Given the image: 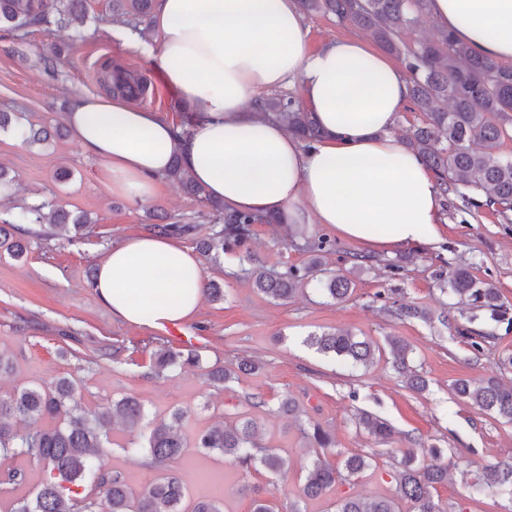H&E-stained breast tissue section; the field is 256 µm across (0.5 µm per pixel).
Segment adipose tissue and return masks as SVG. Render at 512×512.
Instances as JSON below:
<instances>
[{
    "instance_id": "adipose-tissue-1",
    "label": "adipose tissue",
    "mask_w": 512,
    "mask_h": 512,
    "mask_svg": "<svg viewBox=\"0 0 512 512\" xmlns=\"http://www.w3.org/2000/svg\"><path fill=\"white\" fill-rule=\"evenodd\" d=\"M429 16L481 57L512 63V0H430ZM155 28L150 42L125 27L112 35L180 90L188 129L119 93L83 95L66 114L114 194L147 203L176 154L239 212L320 224L374 248L439 240L438 181L392 132L409 85L385 54L356 36L311 49L298 0H158ZM292 79L325 132L310 150L248 107ZM93 288L123 323L179 324L201 305L204 266L172 237L146 232L112 246Z\"/></svg>"
}]
</instances>
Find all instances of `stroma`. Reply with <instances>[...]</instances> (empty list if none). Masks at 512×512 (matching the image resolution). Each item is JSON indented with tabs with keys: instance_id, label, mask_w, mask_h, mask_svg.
Returning a JSON list of instances; mask_svg holds the SVG:
<instances>
[{
	"instance_id": "obj_1",
	"label": "stroma",
	"mask_w": 512,
	"mask_h": 512,
	"mask_svg": "<svg viewBox=\"0 0 512 512\" xmlns=\"http://www.w3.org/2000/svg\"><path fill=\"white\" fill-rule=\"evenodd\" d=\"M108 2L87 0L88 19L77 41L67 30L29 28L23 59L14 52V34L0 30V111L14 113L26 125L55 129L77 98L99 90V68L109 61L158 88L159 97L141 100V107L180 122L178 92L164 84L163 74L148 59L113 39ZM66 42L71 50L58 74L46 72L37 62L38 55ZM0 165L12 177L14 192L12 200H0L1 219L18 205L46 198L93 219L82 242L36 234L22 259L0 256V352L13 363L12 372L0 376V393L70 377L90 408L132 394L144 402L154 421L168 418L173 410H186L183 431L189 436L253 413L264 443L288 459L286 475H245L221 457L192 448L179 466L191 497H220L224 512H252L251 495L241 491L246 484L262 488L264 497L286 512L297 498L300 463L306 457L299 428L311 421L334 433L337 457L359 454L369 466L322 498L307 501V512H328L331 502L343 495H389L395 486L393 465L403 451L414 448L423 458L433 445L444 448L443 461L448 465V483L437 493L445 512H512V498L489 492L478 495L471 488L485 464L512 460V423L459 399L452 389L457 379L497 372L503 381L512 380V371L498 370L499 360L512 353V326L483 318L474 322V329L491 336L477 355L454 329L395 314L403 304L435 312L451 307L453 299L441 293L434 273L458 260L472 264L476 276L493 283L502 299L512 303V224L503 223L495 212L486 210L465 221L453 202H441L440 242L377 251L382 261L401 258L400 270L379 267L361 272L352 295L340 304L311 289L286 301L259 293L248 276L251 266L280 271L303 264L308 255L289 246L284 226L255 225L245 247L204 263L206 279L220 283L225 298L204 299L198 314L180 328L181 338L191 339L200 367L157 376L150 371L152 354L162 346L180 348L181 338L165 328L115 319L100 304L91 272L112 246L149 230L161 216L194 225L193 234L181 236L180 241L196 249L214 223L208 206L165 177L157 179L156 192L147 203L133 204L113 195L103 164L83 152L69 132L42 148L26 147L11 134H2ZM61 168L71 171L68 181H57ZM339 329L381 346L391 336L407 342L414 366L429 383L427 391H410L388 354L353 368L305 343L309 334ZM242 357L259 362V369L237 374L224 389L207 385V370L232 366ZM254 395L265 399V407L250 409L247 399ZM287 395L300 405L298 418L276 412L279 400ZM362 411L387 419L397 431L394 440L376 443L357 423ZM143 433L140 427L116 426L112 445L102 457L106 469L121 471L137 491L158 475L123 450Z\"/></svg>"
}]
</instances>
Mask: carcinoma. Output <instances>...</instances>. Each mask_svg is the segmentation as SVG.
<instances>
[{
  "label": "carcinoma",
  "mask_w": 512,
  "mask_h": 512,
  "mask_svg": "<svg viewBox=\"0 0 512 512\" xmlns=\"http://www.w3.org/2000/svg\"><path fill=\"white\" fill-rule=\"evenodd\" d=\"M153 0H111L112 19H142L152 9ZM309 15L330 16L341 25H349L370 34L386 53L401 60L409 82V99L425 112L427 122L407 136L406 145L424 160L436 175L441 194L460 200L457 210L472 217L481 209L493 207L503 223L511 224L512 158L500 152L501 140L508 135L512 122V67L502 66L474 54L446 32L438 36L417 37L415 27L428 12V0H300ZM85 0H0V27H6L22 39L26 29L54 25L65 28L82 20ZM259 116L282 123L305 148L312 147L324 136L313 114L296 104L264 97L253 102ZM11 131L22 143L33 147L49 142L46 128L21 127L12 121L11 113L0 112V133ZM190 196L205 202L223 221L200 241L204 256L217 260L224 252L245 246L256 224H274L273 216L260 217L237 212L209 197L173 156L167 172ZM93 223L87 214L74 216L52 201H41L19 207L13 219L0 222V251L21 258L27 252L28 224L40 226V232L63 235L69 242H80ZM301 248L310 253L303 265H290L274 271L258 265L249 270L254 287L274 300L293 298L314 282L336 302L344 301L355 287L353 276L370 268L377 259L356 254L353 265L338 272L327 268L325 255L335 250V243L321 235L306 240ZM440 291L456 300L458 312L486 311L491 320L512 325V307L500 300L494 288L471 271L469 265H454L439 274ZM398 315L425 322L438 320L449 324L447 315L433 317L418 306H401ZM306 344L323 354L351 363L367 365L380 347L348 330L311 335ZM389 355L395 370L408 388L417 393L428 387L427 380L412 366L413 349L401 339L389 340ZM200 359L171 347L153 354L150 369L160 375L169 370L197 367ZM455 394L481 410L512 422V383L496 376L458 379ZM185 417L174 411L170 419L148 423L144 442H130L122 450L143 459L160 471L145 490L135 493L123 473H101L99 456L110 443V432L116 421L134 427L146 419L142 401L125 396L104 407L85 406L74 381L60 378L50 384L15 387L0 394V455L22 458L41 466L43 478L34 496L16 497L9 512H86L93 507L100 512H224L220 498H202L187 503L188 492L176 466L188 447L224 455L234 468L247 473L264 470L275 476L284 472L286 460L260 442L255 418L244 414L231 425H218L197 433L188 441L181 432ZM55 421L51 428L21 429L18 423ZM358 425L379 443H388L395 430L385 418L362 411ZM304 447L310 456L301 466L303 482L299 498H318L334 489L341 481L359 475L368 466L362 455H349L336 462L328 458V450L336 447L334 436L318 422L300 427ZM431 461L417 458L407 449L397 463L395 489L392 495L366 500L357 496H341L327 512H402L401 503L410 504V512H443L435 499L437 486L448 483V465L441 463L444 449H428ZM253 494L252 512H279L278 506ZM475 493L495 492L512 496V462L499 461L485 466L473 485ZM102 494L101 502L90 500L93 492Z\"/></svg>",
  "instance_id": "1"
}]
</instances>
